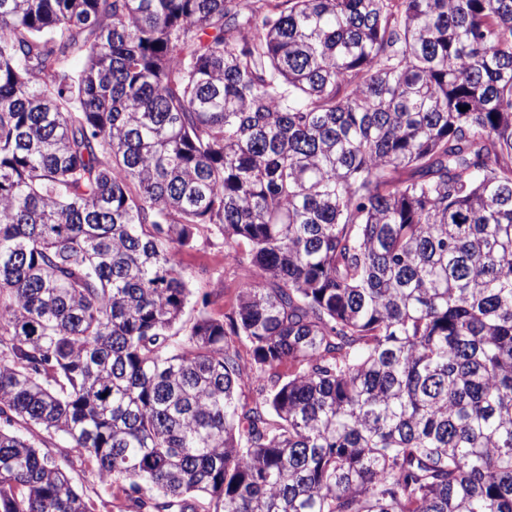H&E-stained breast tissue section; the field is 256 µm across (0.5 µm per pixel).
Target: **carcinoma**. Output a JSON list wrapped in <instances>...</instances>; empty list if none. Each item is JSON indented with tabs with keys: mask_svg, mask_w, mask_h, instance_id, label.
<instances>
[{
	"mask_svg": "<svg viewBox=\"0 0 512 512\" xmlns=\"http://www.w3.org/2000/svg\"><path fill=\"white\" fill-rule=\"evenodd\" d=\"M200 228L257 278L183 327ZM46 438L121 512H512V0H0V512H98ZM64 449L65 448H57L55 445L48 444L47 447L42 446L41 450L44 452H50L52 455H55L57 458V461L61 464L62 467H64L72 477V481L76 487H78L80 490L84 492L86 497H89L99 503V500L103 499L105 502L107 501H113L110 492L99 483L98 479L89 471L83 470L79 467H75L72 469L71 466H68L66 462L64 461ZM114 503H109L110 505L118 506V501H113ZM108 505V507L102 508L100 507V510L102 511H108V512H118L119 508L112 507Z\"/></svg>",
	"mask_w": 512,
	"mask_h": 512,
	"instance_id": "carcinoma-1",
	"label": "carcinoma"
}]
</instances>
